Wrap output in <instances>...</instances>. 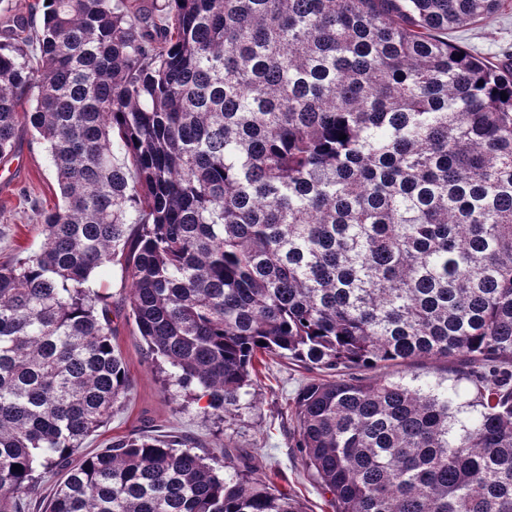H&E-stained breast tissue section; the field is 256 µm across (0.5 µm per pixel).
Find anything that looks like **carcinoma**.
<instances>
[{"label": "carcinoma", "mask_w": 512, "mask_h": 512, "mask_svg": "<svg viewBox=\"0 0 512 512\" xmlns=\"http://www.w3.org/2000/svg\"><path fill=\"white\" fill-rule=\"evenodd\" d=\"M501 2L49 0L0 29V158L28 127L61 194L0 263V512L59 467L45 512H304L162 435L70 463L131 386L111 264L216 412L265 356L335 374L293 408L334 512H512V71L448 41ZM419 360L471 389L363 375Z\"/></svg>", "instance_id": "obj_1"}]
</instances>
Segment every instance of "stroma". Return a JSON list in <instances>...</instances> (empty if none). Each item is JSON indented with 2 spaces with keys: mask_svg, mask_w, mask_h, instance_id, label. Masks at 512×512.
I'll use <instances>...</instances> for the list:
<instances>
[{
  "mask_svg": "<svg viewBox=\"0 0 512 512\" xmlns=\"http://www.w3.org/2000/svg\"><path fill=\"white\" fill-rule=\"evenodd\" d=\"M448 38L491 63L512 66V0H503L492 17L449 33ZM59 197L47 144L20 131L14 152L0 159V262L40 247L39 212ZM95 280L108 295L112 341L127 365L131 388L110 421L83 442L81 454L101 452L132 429L155 431L214 460L233 448L243 457L241 470L274 473L277 486L297 495L306 512H333L328 495L295 448L291 410L313 372L297 362L275 360L260 369L238 409L221 416L207 412L204 402L193 401L169 381V366L153 360L134 322L127 319L130 281L120 266L97 272ZM457 368L453 361L421 360L409 367H390L387 373L406 383L450 384Z\"/></svg>",
  "mask_w": 512,
  "mask_h": 512,
  "instance_id": "1",
  "label": "stroma"
}]
</instances>
